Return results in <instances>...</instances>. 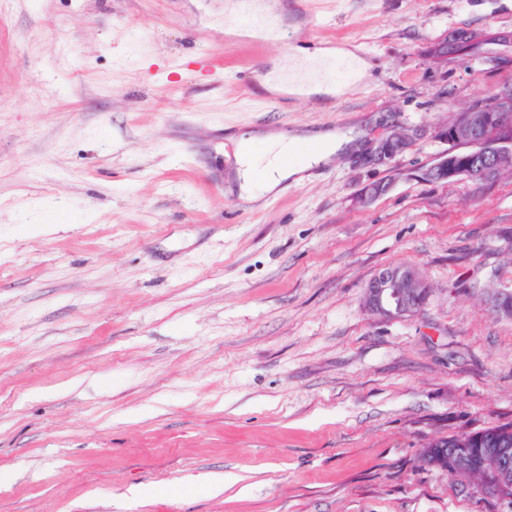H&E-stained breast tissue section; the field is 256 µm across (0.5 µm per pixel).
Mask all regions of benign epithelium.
Wrapping results in <instances>:
<instances>
[{
	"label": "benign epithelium",
	"mask_w": 512,
	"mask_h": 512,
	"mask_svg": "<svg viewBox=\"0 0 512 512\" xmlns=\"http://www.w3.org/2000/svg\"><path fill=\"white\" fill-rule=\"evenodd\" d=\"M421 136L399 124L390 126L387 135L376 143L368 163L387 166L411 149ZM434 136L452 145L434 163L420 170V178L431 183H447L466 177L480 186L491 183L512 170V84L503 85L486 97L454 113L434 129ZM392 181L367 184L358 196L366 206L389 192ZM430 287L420 270L411 265L386 267L367 283L366 308L383 318L415 316L423 311ZM487 306L496 315L512 318V290L499 289Z\"/></svg>",
	"instance_id": "7a95c632"
}]
</instances>
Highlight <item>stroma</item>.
<instances>
[{
  "instance_id": "obj_1",
  "label": "stroma",
  "mask_w": 512,
  "mask_h": 512,
  "mask_svg": "<svg viewBox=\"0 0 512 512\" xmlns=\"http://www.w3.org/2000/svg\"><path fill=\"white\" fill-rule=\"evenodd\" d=\"M283 2L286 42L227 36L225 0H0V512H504L419 458L512 424V318L485 304L512 289V176L418 171L512 82V0ZM349 46L366 75L331 96L252 76ZM393 124L425 135L365 164ZM351 128L303 183L228 188L241 133ZM397 265L426 306L370 313ZM365 288L366 308L383 318L418 315L423 311L430 292L420 270L411 265L381 269Z\"/></svg>"
}]
</instances>
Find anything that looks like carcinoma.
I'll return each instance as SVG.
<instances>
[{"mask_svg":"<svg viewBox=\"0 0 512 512\" xmlns=\"http://www.w3.org/2000/svg\"><path fill=\"white\" fill-rule=\"evenodd\" d=\"M505 437L512 440V432L507 431L504 427H492L480 432L450 436L436 441L434 448L423 449L422 455L449 474L471 476L476 480V484L481 485L500 473L501 463L498 458L480 451V447L495 439ZM461 452L475 454L472 468L468 470L457 468V455Z\"/></svg>","mask_w":512,"mask_h":512,"instance_id":"carcinoma-1","label":"carcinoma"}]
</instances>
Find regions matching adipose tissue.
Here are the masks:
<instances>
[{
    "label": "adipose tissue",
    "mask_w": 512,
    "mask_h": 512,
    "mask_svg": "<svg viewBox=\"0 0 512 512\" xmlns=\"http://www.w3.org/2000/svg\"><path fill=\"white\" fill-rule=\"evenodd\" d=\"M347 59L355 79L366 73L365 61L352 51L340 48H320L305 54L303 64L290 74L274 73L266 82L269 91L278 92L285 85L308 87L310 92L328 91L327 81L316 76L332 58ZM351 142L349 136L333 132H295L289 135L272 131L263 136H245L239 140L237 167L233 175L239 195L250 203L261 202L284 181L301 183L311 176L315 166L327 163L334 154ZM262 145V152H255V145Z\"/></svg>",
    "instance_id": "obj_1"
}]
</instances>
